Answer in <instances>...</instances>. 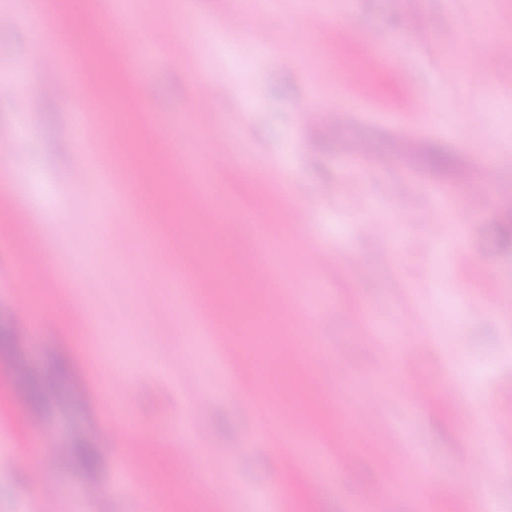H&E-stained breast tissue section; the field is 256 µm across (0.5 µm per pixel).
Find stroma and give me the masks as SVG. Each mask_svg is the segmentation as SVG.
Wrapping results in <instances>:
<instances>
[{"mask_svg": "<svg viewBox=\"0 0 512 512\" xmlns=\"http://www.w3.org/2000/svg\"><path fill=\"white\" fill-rule=\"evenodd\" d=\"M66 2L40 47L100 24L104 41L68 78L119 83L138 63L155 126L43 94L40 47L15 0H0L13 19L0 27V79L16 87L0 100L16 185L15 198H0V512H145L130 483L137 469L171 512H256L261 502L271 512H477L467 462L483 455V431L500 450L490 491L512 512V394L501 391L512 384V307L498 303L512 292V55L497 58L484 95L468 67L487 43L512 39V0H150L138 29L114 28L102 0ZM268 12L277 22L251 42ZM322 15L338 28L317 29ZM147 38L159 45L143 57ZM371 39L381 55L370 60ZM198 77L211 84L203 111L192 102ZM310 109L319 126L306 124ZM131 127L141 133L128 160L155 204L143 224L114 207L120 185L107 193L90 175L107 163L113 131ZM163 134L185 153L206 142L223 151V168L195 170L212 186L215 223H191L193 198L167 183ZM284 177L293 205L266 206ZM473 198L443 244L432 226L447 223L449 202ZM370 224L396 227L391 258ZM155 225L172 234L150 265ZM318 249L333 267L315 268ZM454 253L466 263L449 264ZM193 254L209 261L186 288L211 315L202 341L169 298L172 263ZM267 254L282 280L261 292ZM230 308L247 329L289 334L297 347L235 357L243 338L225 324ZM370 312L382 336L369 335ZM117 347L125 363H114ZM59 363L67 375L54 391L21 397ZM474 371L476 387L462 390L471 429L418 396ZM335 400L358 405L341 464L331 460ZM294 404L303 413L292 428L254 440L259 416ZM47 438L111 451L93 469L61 468ZM421 460L436 484L426 505L395 490Z\"/></svg>", "mask_w": 512, "mask_h": 512, "instance_id": "35a3bbf8", "label": "stroma"}]
</instances>
